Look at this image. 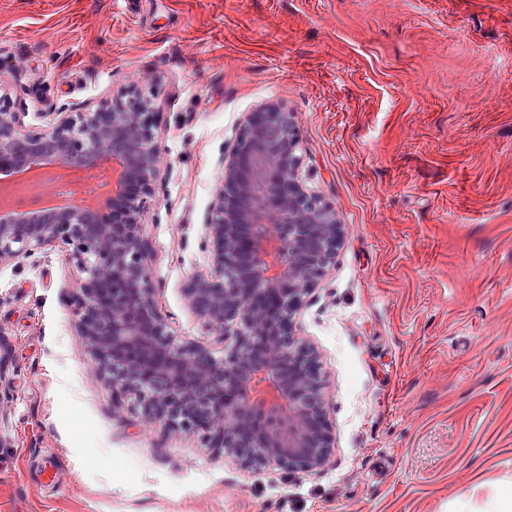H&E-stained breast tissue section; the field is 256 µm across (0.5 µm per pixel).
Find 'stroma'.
<instances>
[{
    "label": "stroma",
    "mask_w": 512,
    "mask_h": 512,
    "mask_svg": "<svg viewBox=\"0 0 512 512\" xmlns=\"http://www.w3.org/2000/svg\"><path fill=\"white\" fill-rule=\"evenodd\" d=\"M0 86L33 128L153 88L149 275L215 358L184 289L247 113H294L342 233L292 325L331 456L295 474L114 402L65 249L1 263L0 512H484L512 485V0H0Z\"/></svg>",
    "instance_id": "obj_1"
}]
</instances>
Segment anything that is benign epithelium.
Wrapping results in <instances>:
<instances>
[{
  "instance_id": "1",
  "label": "benign epithelium",
  "mask_w": 512,
  "mask_h": 512,
  "mask_svg": "<svg viewBox=\"0 0 512 512\" xmlns=\"http://www.w3.org/2000/svg\"><path fill=\"white\" fill-rule=\"evenodd\" d=\"M27 113L0 94V262L61 246L84 275L78 325L112 388L138 396L145 420L161 415L203 433L247 462L290 472L331 455L323 385L292 335V316L335 258L336 211L297 180L293 114L252 112L230 151L209 206L211 271L185 295L224 359L178 343L154 302L147 272L148 200L161 180L162 149L151 96L137 93ZM48 168L63 183L57 205L12 207L16 177ZM231 421L235 427L224 429Z\"/></svg>"
}]
</instances>
